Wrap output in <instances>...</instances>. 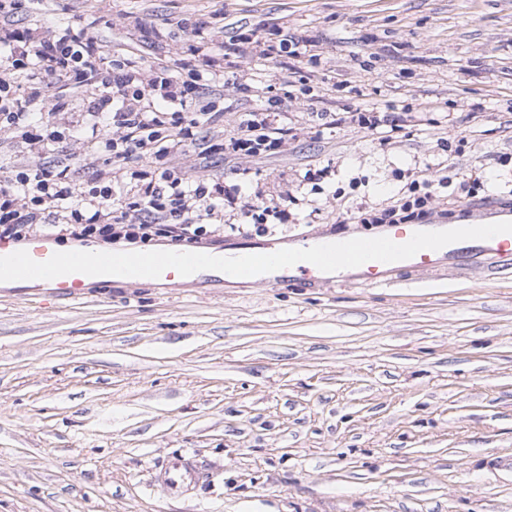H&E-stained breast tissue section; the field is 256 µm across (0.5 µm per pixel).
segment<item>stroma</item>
Wrapping results in <instances>:
<instances>
[{"label":"stroma","instance_id":"stroma-1","mask_svg":"<svg viewBox=\"0 0 512 512\" xmlns=\"http://www.w3.org/2000/svg\"><path fill=\"white\" fill-rule=\"evenodd\" d=\"M146 59L202 16L314 38L301 133L259 159L211 155L225 184L293 192L292 224L225 214L224 251L363 232L406 173L448 178L429 214L512 207V0H48ZM146 30L107 28L109 15ZM293 61L257 59L248 92L200 131L216 142ZM395 107L382 144L322 112ZM332 166L321 187L308 170ZM482 186L461 190L472 176ZM209 479L175 499L153 473L177 455ZM512 261L321 288L92 280L81 300L0 287V512H512Z\"/></svg>","mask_w":512,"mask_h":512}]
</instances>
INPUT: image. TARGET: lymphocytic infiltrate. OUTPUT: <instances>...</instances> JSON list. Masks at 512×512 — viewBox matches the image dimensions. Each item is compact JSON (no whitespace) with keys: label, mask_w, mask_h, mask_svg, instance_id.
Returning <instances> with one entry per match:
<instances>
[{"label":"lymphocytic infiltrate","mask_w":512,"mask_h":512,"mask_svg":"<svg viewBox=\"0 0 512 512\" xmlns=\"http://www.w3.org/2000/svg\"><path fill=\"white\" fill-rule=\"evenodd\" d=\"M44 0H0V132L29 156L0 177V237L23 239L48 224L76 241L107 244L157 237L189 243L223 226L231 209L253 224H285L293 194L267 202L260 192L225 184L213 174L188 176L176 159L195 146L199 130L216 113L223 88L202 99L204 83L223 76L225 60L238 73L254 59L290 54L321 66L312 39H266L261 26L237 30L217 48L208 21L184 22L190 43L145 60L129 48H109L89 31L66 22L43 25ZM31 15L18 27L20 14ZM307 102L292 93L271 96L241 115L235 134L210 144L212 152L255 157L287 149L295 133L284 116ZM387 142L400 128L391 113L365 108L336 114ZM99 159L86 169L89 156ZM144 166L129 170L130 162ZM437 197L434 182L417 170L407 196L381 213H360L363 224H404L425 218Z\"/></svg>","instance_id":"lymphocytic-infiltrate-1"}]
</instances>
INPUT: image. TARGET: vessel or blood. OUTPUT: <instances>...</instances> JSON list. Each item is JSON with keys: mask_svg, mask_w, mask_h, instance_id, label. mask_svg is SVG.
<instances>
[{"mask_svg": "<svg viewBox=\"0 0 512 512\" xmlns=\"http://www.w3.org/2000/svg\"><path fill=\"white\" fill-rule=\"evenodd\" d=\"M28 252L38 262L48 260L57 251L55 239L49 234H34L24 240L0 238V256L16 251ZM512 259V233L497 235L488 240H464L449 244L438 250H423L414 257L400 261L399 264L369 261L357 268L348 269L351 280L365 285H384L396 268L412 271H428L443 265H455L467 261L475 265ZM307 276L309 283L327 284L326 272L307 262L282 269L280 276L272 280L275 288L288 286L299 276ZM89 275L72 273L52 280H29L25 286L31 290H48L53 296L66 300H79L85 297L89 284ZM205 477L199 464L190 457L180 455L172 458L156 474L157 481L172 495L181 496L192 491Z\"/></svg>", "mask_w": 512, "mask_h": 512, "instance_id": "vessel-or-blood-1", "label": "vessel or blood"}]
</instances>
